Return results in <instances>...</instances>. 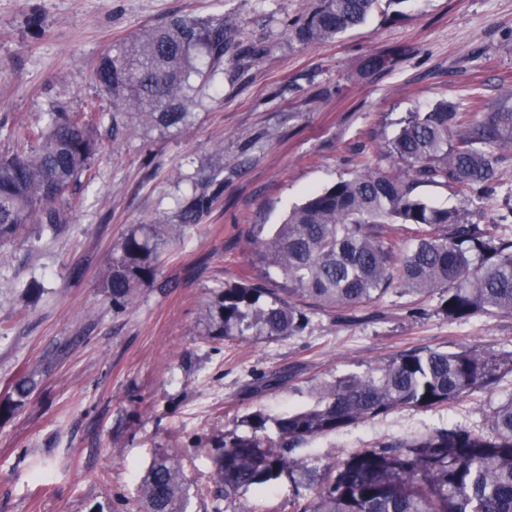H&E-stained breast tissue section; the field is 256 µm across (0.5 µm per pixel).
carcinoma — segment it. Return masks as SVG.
Segmentation results:
<instances>
[{"instance_id":"1","label":"carcinoma","mask_w":512,"mask_h":512,"mask_svg":"<svg viewBox=\"0 0 512 512\" xmlns=\"http://www.w3.org/2000/svg\"><path fill=\"white\" fill-rule=\"evenodd\" d=\"M377 2L320 0L292 25V35L303 45L332 39L363 23ZM228 32L219 20L177 16L106 50L91 72L112 104V134L129 119L165 130L186 124L198 56L220 65ZM100 123L59 104L25 134L27 151L0 155L1 244L29 224L55 230L69 222L71 187L90 170ZM511 150L512 109L490 107L482 121L467 120L446 101L408 113L384 145L402 170L387 173L366 161L356 176L309 195L273 231L254 226L253 266L279 281L245 274L224 283L208 305V335L293 336L309 325L308 309L350 310L397 288L439 295L438 310L451 320L511 311L512 238L415 194L419 184L452 185L466 201H480L495 192L498 164ZM399 224L416 233L404 254L394 240ZM163 235L173 239L177 230L141 224L113 247L99 283L114 312L126 311L140 288L155 283ZM504 368L512 369V354L407 350L361 374L325 381L305 409L273 419L247 415L248 432L227 434L214 448L211 483L226 498L242 489L262 492L293 475L292 449L395 408L449 405L492 385ZM35 386L32 375L10 386L0 398V422L25 405ZM209 484L188 485L181 461L158 454L138 487L139 512H188L190 499L207 496ZM289 512H512V397L493 408L481 430H440L345 451L314 479L310 495L290 502Z\"/></svg>"}]
</instances>
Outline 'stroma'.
<instances>
[{"mask_svg":"<svg viewBox=\"0 0 512 512\" xmlns=\"http://www.w3.org/2000/svg\"><path fill=\"white\" fill-rule=\"evenodd\" d=\"M319 0H0V153L25 150L27 128L53 104L110 106L90 64L142 27L173 16L229 24L254 45L251 61L227 54L197 87L187 125L100 128L99 151L61 232L0 245V396L34 375L27 404L0 423V512H87L115 494L135 497L156 454H177L191 482L206 480L208 448L243 433L255 411L277 417L308 404L315 388L412 349L468 347L512 353V312L451 321L437 297L392 294L347 312L319 311L301 333L225 342L208 336L213 291L251 266L254 225L280 223L308 193L355 176L365 160L394 171L385 142L407 113L448 101L512 106V0H404L360 26L307 47L287 30ZM388 56L379 72L367 56ZM436 207L496 221L512 236V155L498 187L465 206L456 188L422 184ZM211 197L194 221L184 211ZM137 224H179L161 244L155 285L117 314L99 286L112 248ZM44 292L27 302L24 288ZM276 376L280 384L267 389ZM512 396V372L487 390L431 409L398 408L320 436L294 458L322 471L351 448L459 426L486 425ZM281 477L263 495L192 500L190 512H264L310 494Z\"/></svg>","mask_w":512,"mask_h":512,"instance_id":"1","label":"stroma"}]
</instances>
